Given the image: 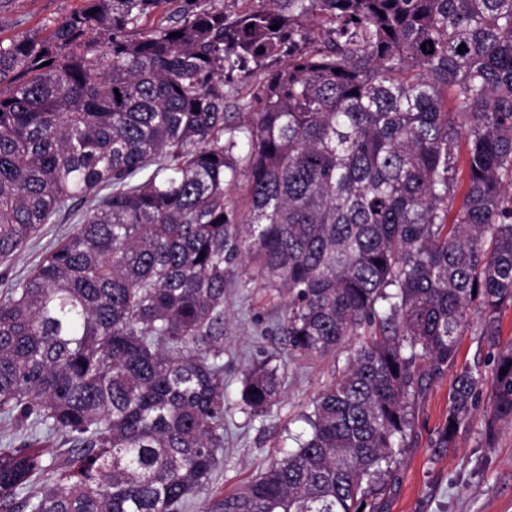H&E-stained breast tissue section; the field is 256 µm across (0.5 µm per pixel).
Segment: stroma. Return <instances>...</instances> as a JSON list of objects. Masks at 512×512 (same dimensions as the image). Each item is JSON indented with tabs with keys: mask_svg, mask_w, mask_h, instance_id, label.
Wrapping results in <instances>:
<instances>
[{
	"mask_svg": "<svg viewBox=\"0 0 512 512\" xmlns=\"http://www.w3.org/2000/svg\"><path fill=\"white\" fill-rule=\"evenodd\" d=\"M82 0H7L0 9V38L29 32L48 33ZM61 216L45 225L40 239L11 263L10 276L27 273L44 251L74 225ZM224 324V453L208 484L191 501L188 512H203L208 501L264 471L276 459L296 450L297 435L309 432L302 416L335 374L338 361L356 346L344 341L335 356L289 359L279 330L284 300L262 288L227 286ZM272 361L283 380L279 401L266 415L253 416L238 407L245 369ZM451 375L435 379L414 407L413 439L375 497L383 512H512V425L498 423L494 436L485 432L490 387H483L476 409L456 437L454 448L441 452L432 443L448 414Z\"/></svg>",
	"mask_w": 512,
	"mask_h": 512,
	"instance_id": "obj_1",
	"label": "stroma"
}]
</instances>
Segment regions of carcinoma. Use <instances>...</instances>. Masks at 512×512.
I'll return each mask as SVG.
<instances>
[{
    "label": "carcinoma",
    "mask_w": 512,
    "mask_h": 512,
    "mask_svg": "<svg viewBox=\"0 0 512 512\" xmlns=\"http://www.w3.org/2000/svg\"><path fill=\"white\" fill-rule=\"evenodd\" d=\"M170 2L84 0L0 40V263L87 206L0 299V420L29 430L0 446V512H185L224 451L242 265L241 287L288 294L290 356L358 346L298 448L204 512H381L434 377L453 370L433 447L470 418L466 327L495 350L486 430L512 423V0H266L231 21L177 0L155 19ZM317 14L322 48L232 120L224 65L279 54ZM280 394L263 363L239 405Z\"/></svg>",
    "instance_id": "obj_1"
}]
</instances>
